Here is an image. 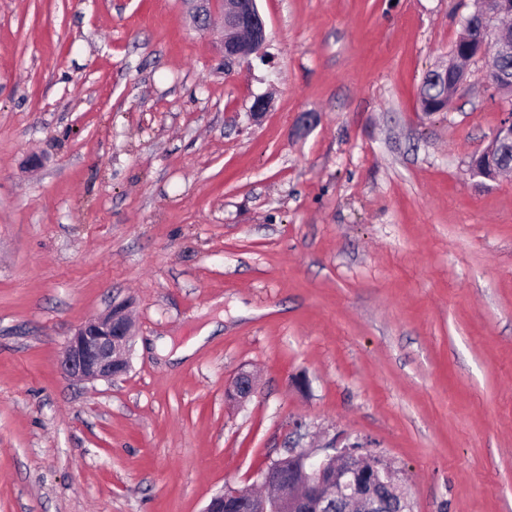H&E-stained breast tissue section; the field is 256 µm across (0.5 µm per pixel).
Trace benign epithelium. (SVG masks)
Masks as SVG:
<instances>
[{"label":"benign epithelium","instance_id":"1","mask_svg":"<svg viewBox=\"0 0 512 512\" xmlns=\"http://www.w3.org/2000/svg\"><path fill=\"white\" fill-rule=\"evenodd\" d=\"M189 17L193 26L204 31L209 29L215 5H221L224 14V67L230 69L236 63L248 59L261 50L266 42V26L257 6V0H187ZM483 9L470 13L463 21L464 39L451 50L453 56L471 60L483 57L486 44L484 20L490 15L512 13V0H479ZM496 60L512 58V34L499 31L495 37ZM512 146V113L496 129L490 147L474 159L473 169L479 176H498L501 166L500 152L503 146ZM132 322L126 310L113 308L102 317L81 324L66 341L59 359L62 375L77 381L112 380L126 374L130 367L132 351ZM254 392L252 376L240 373L227 397L237 403L248 400ZM303 423L296 422L288 436L286 448L298 467L283 473L280 464L274 462L259 474L262 483L269 486L300 484L303 493L296 498L276 501H253L252 512H305L308 502L352 496L360 498L365 512H376L378 500L375 489L384 486L400 503L399 512H411L408 492L403 488L398 470L380 457L362 452L363 445L347 443L342 446L331 442L329 453L319 456L304 448L301 433ZM249 492L238 488L224 490L213 497L204 512H243Z\"/></svg>","mask_w":512,"mask_h":512}]
</instances>
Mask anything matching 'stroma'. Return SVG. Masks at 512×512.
I'll return each mask as SVG.
<instances>
[{"mask_svg":"<svg viewBox=\"0 0 512 512\" xmlns=\"http://www.w3.org/2000/svg\"><path fill=\"white\" fill-rule=\"evenodd\" d=\"M257 5L228 71L185 0H0V512H203L297 418L413 512H512V173L470 169L512 96L479 58L419 102L472 0ZM120 303L128 373L62 376Z\"/></svg>","mask_w":512,"mask_h":512,"instance_id":"obj_1","label":"stroma"}]
</instances>
